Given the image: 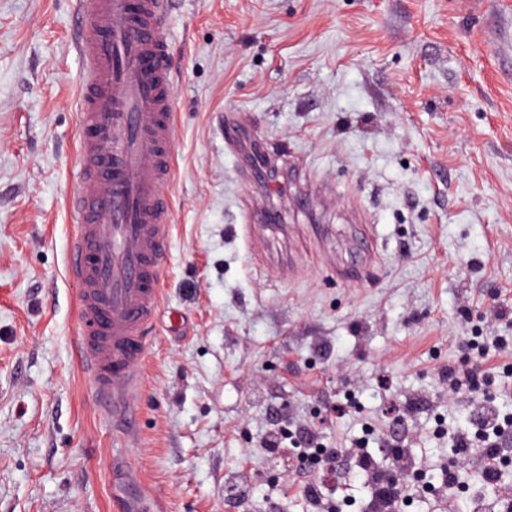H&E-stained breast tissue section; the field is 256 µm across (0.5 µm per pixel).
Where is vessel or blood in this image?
<instances>
[{
    "instance_id": "b4317fda",
    "label": "vessel or blood",
    "mask_w": 512,
    "mask_h": 512,
    "mask_svg": "<svg viewBox=\"0 0 512 512\" xmlns=\"http://www.w3.org/2000/svg\"><path fill=\"white\" fill-rule=\"evenodd\" d=\"M80 178L67 266L80 284L77 358L104 409L134 431L147 326L161 303L173 178L168 0H79Z\"/></svg>"
}]
</instances>
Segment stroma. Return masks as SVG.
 Instances as JSON below:
<instances>
[{
  "label": "stroma",
  "mask_w": 512,
  "mask_h": 512,
  "mask_svg": "<svg viewBox=\"0 0 512 512\" xmlns=\"http://www.w3.org/2000/svg\"><path fill=\"white\" fill-rule=\"evenodd\" d=\"M76 11L0 0V512H310L320 476L261 446L284 424L441 482L448 429L484 397L512 413V352L467 346L512 336L492 317L512 309V0H173V207L131 436L76 357ZM248 207L281 214L249 245ZM475 364L484 384L449 392ZM501 448L485 499L402 512H503ZM332 492L368 512L371 475L342 463Z\"/></svg>",
  "instance_id": "1"
}]
</instances>
